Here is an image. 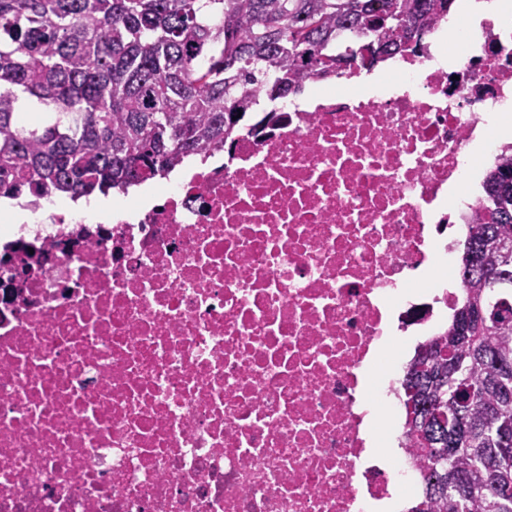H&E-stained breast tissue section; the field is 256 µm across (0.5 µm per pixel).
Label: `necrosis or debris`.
Listing matches in <instances>:
<instances>
[{
	"mask_svg": "<svg viewBox=\"0 0 512 512\" xmlns=\"http://www.w3.org/2000/svg\"><path fill=\"white\" fill-rule=\"evenodd\" d=\"M97 218L0 201V512H374L421 473L400 337L443 335L512 29L438 18L374 83Z\"/></svg>",
	"mask_w": 512,
	"mask_h": 512,
	"instance_id": "obj_1",
	"label": "necrosis or debris"
}]
</instances>
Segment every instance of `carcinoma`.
<instances>
[{"instance_id":"obj_1","label":"carcinoma","mask_w":512,"mask_h":512,"mask_svg":"<svg viewBox=\"0 0 512 512\" xmlns=\"http://www.w3.org/2000/svg\"><path fill=\"white\" fill-rule=\"evenodd\" d=\"M453 0H0V195L72 198L224 147L260 99L419 46ZM357 29L345 56L336 34ZM25 104L45 110L22 122ZM242 117L233 119L237 112ZM447 332L406 367L430 512H512V156L488 169Z\"/></svg>"}]
</instances>
